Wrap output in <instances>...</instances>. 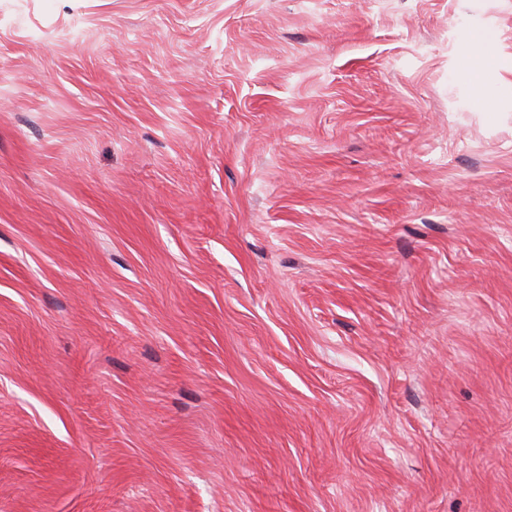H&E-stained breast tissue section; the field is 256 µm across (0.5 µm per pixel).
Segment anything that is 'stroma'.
<instances>
[{"mask_svg": "<svg viewBox=\"0 0 512 512\" xmlns=\"http://www.w3.org/2000/svg\"><path fill=\"white\" fill-rule=\"evenodd\" d=\"M0 512H512V0H0ZM499 63L494 60L490 53H485L479 58H472L467 55L466 66L463 71L471 82L480 83L484 75L496 69Z\"/></svg>", "mask_w": 512, "mask_h": 512, "instance_id": "1", "label": "stroma"}]
</instances>
